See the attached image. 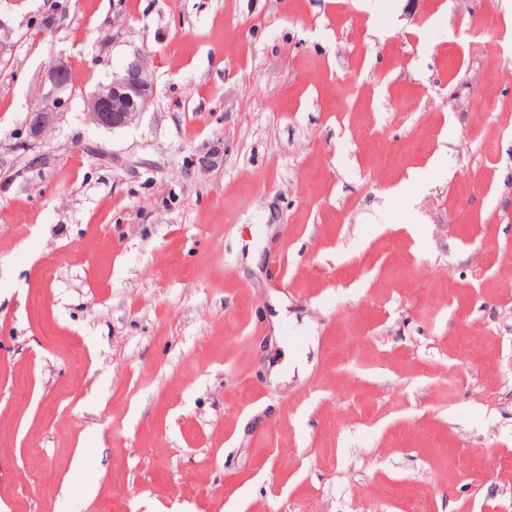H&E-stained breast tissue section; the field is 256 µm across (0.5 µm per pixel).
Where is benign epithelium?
Segmentation results:
<instances>
[{"label":"benign epithelium","instance_id":"benign-epithelium-1","mask_svg":"<svg viewBox=\"0 0 512 512\" xmlns=\"http://www.w3.org/2000/svg\"><path fill=\"white\" fill-rule=\"evenodd\" d=\"M65 66H58L42 86L39 103L30 111L28 135L38 140L63 115V94L69 88ZM154 94L153 76L145 59L134 53L123 71L98 86L87 100V116L93 124L106 129H118L133 124L146 110Z\"/></svg>","mask_w":512,"mask_h":512}]
</instances>
